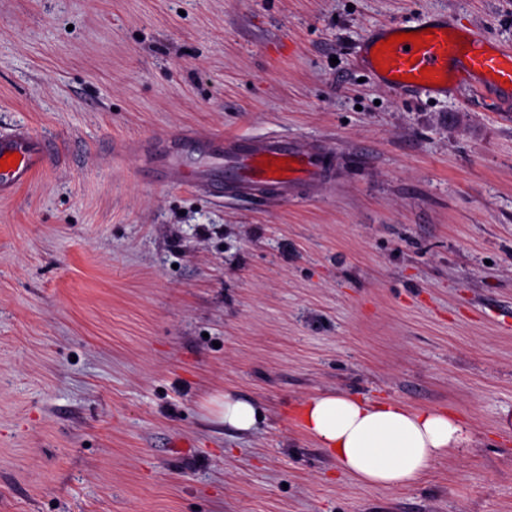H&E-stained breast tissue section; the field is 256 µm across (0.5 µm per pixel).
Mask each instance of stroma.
<instances>
[{
	"mask_svg": "<svg viewBox=\"0 0 512 512\" xmlns=\"http://www.w3.org/2000/svg\"><path fill=\"white\" fill-rule=\"evenodd\" d=\"M512 0H0V127L65 160L0 201V512H512V103L406 98L353 50ZM172 130L319 141L318 196L146 180ZM255 402L256 427L207 398ZM323 393L465 422L409 488L292 421ZM212 406L210 414L213 419L224 427L239 432H248L254 429L258 417V409L251 401L242 399L232 392L215 395L209 399Z\"/></svg>",
	"mask_w": 512,
	"mask_h": 512,
	"instance_id": "stroma-1",
	"label": "stroma"
}]
</instances>
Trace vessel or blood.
I'll return each instance as SVG.
<instances>
[{
  "label": "vessel or blood",
  "mask_w": 512,
  "mask_h": 512,
  "mask_svg": "<svg viewBox=\"0 0 512 512\" xmlns=\"http://www.w3.org/2000/svg\"><path fill=\"white\" fill-rule=\"evenodd\" d=\"M432 29L433 39L419 49L375 54L376 45L401 32L398 24L370 29L354 51L364 68L381 85L404 96H441L458 88L491 90L512 96V50L503 49L482 31L448 16H434L411 25L414 33ZM456 33L464 45L448 39ZM148 172L157 183L206 190L211 196L230 194L243 199L263 198L276 191L292 200L298 186H319L329 178L323 149L311 140L279 135L255 136L243 132L209 136H160L145 145ZM15 154V167L0 170V199L12 197L37 173L60 164L56 142L24 130L0 132V158ZM287 158L291 164L283 177L266 173L264 156Z\"/></svg>",
  "instance_id": "vessel-or-blood-1"
}]
</instances>
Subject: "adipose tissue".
Wrapping results in <instances>:
<instances>
[{"mask_svg":"<svg viewBox=\"0 0 512 512\" xmlns=\"http://www.w3.org/2000/svg\"><path fill=\"white\" fill-rule=\"evenodd\" d=\"M213 419L239 432L254 429L258 409L227 392L210 398ZM303 430L344 474L360 482L407 488L467 439L466 425L444 408H410L392 398L322 394L300 408Z\"/></svg>","mask_w":512,"mask_h":512,"instance_id":"1","label":"adipose tissue"}]
</instances>
